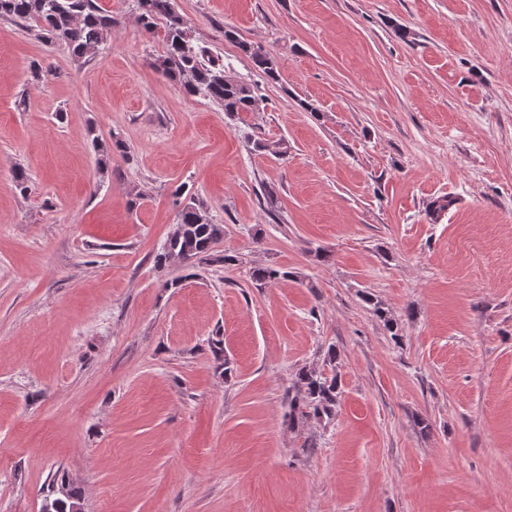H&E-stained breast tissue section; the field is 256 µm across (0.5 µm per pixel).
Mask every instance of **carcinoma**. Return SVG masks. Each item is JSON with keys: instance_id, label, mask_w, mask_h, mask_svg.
<instances>
[{"instance_id": "carcinoma-1", "label": "carcinoma", "mask_w": 512, "mask_h": 512, "mask_svg": "<svg viewBox=\"0 0 512 512\" xmlns=\"http://www.w3.org/2000/svg\"><path fill=\"white\" fill-rule=\"evenodd\" d=\"M137 6L141 28L162 37L163 54L152 62L158 73L178 84L185 95L208 99L228 115L257 110L253 87L228 76L224 65L218 63L208 48L194 43L188 23L176 10L174 0H137ZM0 17L35 23L44 44L62 45L78 60L97 53L110 39L115 25L99 0H0ZM224 39L235 43L267 81H279L280 73L271 53L239 38L232 28L224 29ZM95 147L99 153L97 165L102 169L107 167L112 154L127 153L126 143L118 136L112 137L109 144L97 142ZM175 196L183 198L177 228L163 251L156 255L155 265L162 267L171 257L200 263L213 259L234 261L231 256H214L224 226L212 222L203 201L185 194L183 186L176 189ZM284 277L286 273L272 267H257L252 271L253 280L260 284L275 283ZM340 396L341 379L337 371L326 374L311 366L302 367L287 393L288 426L299 431L311 421L331 420Z\"/></svg>"}]
</instances>
